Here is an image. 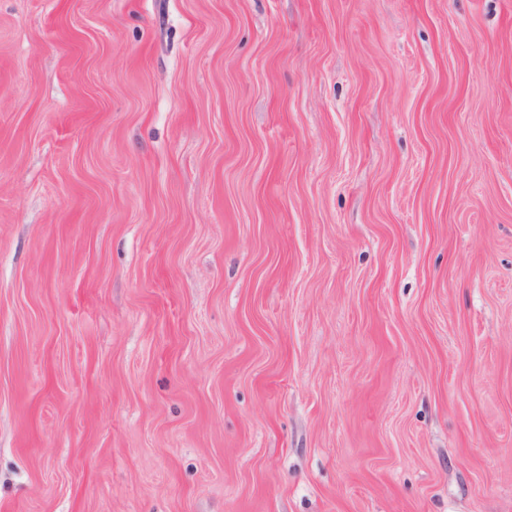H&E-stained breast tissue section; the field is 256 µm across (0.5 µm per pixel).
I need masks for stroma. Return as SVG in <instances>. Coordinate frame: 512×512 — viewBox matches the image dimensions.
Returning a JSON list of instances; mask_svg holds the SVG:
<instances>
[{"label": "stroma", "mask_w": 512, "mask_h": 512, "mask_svg": "<svg viewBox=\"0 0 512 512\" xmlns=\"http://www.w3.org/2000/svg\"><path fill=\"white\" fill-rule=\"evenodd\" d=\"M0 512H512V0H0Z\"/></svg>", "instance_id": "35a3bbf8"}]
</instances>
